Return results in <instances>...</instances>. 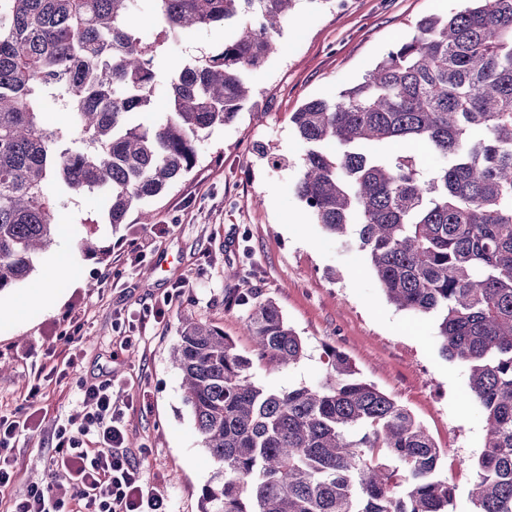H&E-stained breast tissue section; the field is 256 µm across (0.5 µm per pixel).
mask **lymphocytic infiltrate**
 Returning <instances> with one entry per match:
<instances>
[{
  "instance_id": "lymphocytic-infiltrate-1",
  "label": "lymphocytic infiltrate",
  "mask_w": 512,
  "mask_h": 512,
  "mask_svg": "<svg viewBox=\"0 0 512 512\" xmlns=\"http://www.w3.org/2000/svg\"><path fill=\"white\" fill-rule=\"evenodd\" d=\"M79 403L80 414L54 430L51 484L29 485L14 496L11 512H165L126 445L111 384L83 388Z\"/></svg>"
}]
</instances>
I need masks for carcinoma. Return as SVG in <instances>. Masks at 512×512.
<instances>
[{"mask_svg":"<svg viewBox=\"0 0 512 512\" xmlns=\"http://www.w3.org/2000/svg\"><path fill=\"white\" fill-rule=\"evenodd\" d=\"M146 2L0 0V293L52 245L67 194H104L111 224L134 210L152 223L149 203L251 101L295 0ZM216 27L236 33L174 73L168 111L139 122L161 47ZM416 29L361 81L292 114L306 146L296 193L328 234L355 235L393 304L437 316L441 353L468 366L487 423L470 512H512V0H469ZM249 295L234 299L250 305L251 354L195 318L171 352L219 464L202 512H454L428 430L341 352L322 385L258 383L256 367L294 365L305 344Z\"/></svg>","mask_w":512,"mask_h":512,"instance_id":"1","label":"carcinoma"}]
</instances>
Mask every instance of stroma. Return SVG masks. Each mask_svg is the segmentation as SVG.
<instances>
[{
	"mask_svg": "<svg viewBox=\"0 0 512 512\" xmlns=\"http://www.w3.org/2000/svg\"><path fill=\"white\" fill-rule=\"evenodd\" d=\"M459 5L297 0L278 52L251 76L256 108L200 143L196 167L152 203L151 224H103L105 196L71 199L55 244L25 281L0 293V415L26 414L32 424L7 450L15 490L49 482L55 425L76 414L82 387L110 379L145 479L164 495L168 512H201L218 464L201 446L171 351L182 320L192 316L249 353L247 309L228 299L250 288L278 305L307 348L292 368H256L257 380L275 390L318 384L326 377V349L343 352L429 430L457 512H467L472 461L487 432L469 396V371L441 356L434 316L397 308L363 253L315 223L294 191L303 148L290 121L308 100L359 82L413 34L417 20ZM223 41V30L214 29L171 45L157 60L160 76ZM89 233L105 260L77 251ZM150 233L151 250L131 261L133 243ZM61 254L69 270L56 275L57 300L45 308L30 296ZM162 305V321H144L147 309ZM77 320L82 330L71 347L64 337Z\"/></svg>",
	"mask_w": 512,
	"mask_h": 512,
	"instance_id": "obj_1",
	"label": "stroma"
}]
</instances>
